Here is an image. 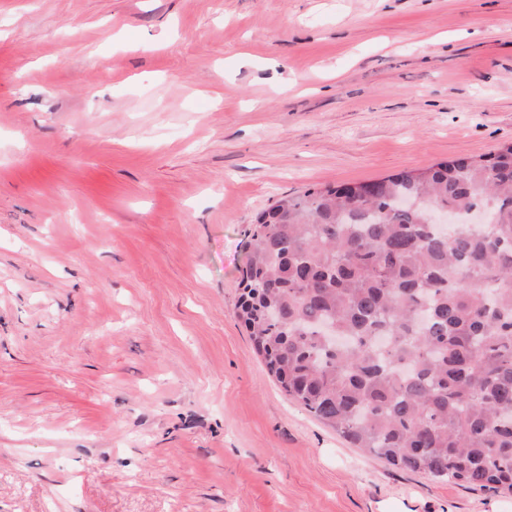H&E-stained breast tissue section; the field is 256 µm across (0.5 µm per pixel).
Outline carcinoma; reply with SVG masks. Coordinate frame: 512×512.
<instances>
[{
	"label": "carcinoma",
	"mask_w": 512,
	"mask_h": 512,
	"mask_svg": "<svg viewBox=\"0 0 512 512\" xmlns=\"http://www.w3.org/2000/svg\"><path fill=\"white\" fill-rule=\"evenodd\" d=\"M240 286L290 399L396 469L512 495V143L279 199Z\"/></svg>",
	"instance_id": "cac0c4a2"
}]
</instances>
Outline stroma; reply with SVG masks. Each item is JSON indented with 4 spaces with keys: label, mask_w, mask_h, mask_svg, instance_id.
<instances>
[{
    "label": "stroma",
    "mask_w": 512,
    "mask_h": 512,
    "mask_svg": "<svg viewBox=\"0 0 512 512\" xmlns=\"http://www.w3.org/2000/svg\"><path fill=\"white\" fill-rule=\"evenodd\" d=\"M512 142V0H0V512H512L292 403L256 216Z\"/></svg>",
    "instance_id": "stroma-1"
}]
</instances>
